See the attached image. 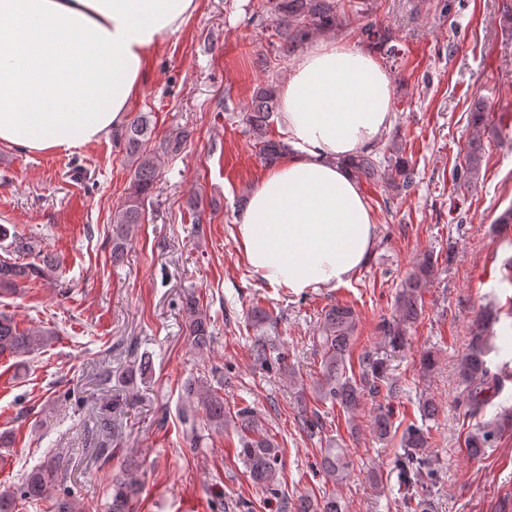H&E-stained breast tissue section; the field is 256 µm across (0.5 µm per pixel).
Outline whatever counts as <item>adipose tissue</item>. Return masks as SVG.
<instances>
[{
	"label": "adipose tissue",
	"mask_w": 512,
	"mask_h": 512,
	"mask_svg": "<svg viewBox=\"0 0 512 512\" xmlns=\"http://www.w3.org/2000/svg\"><path fill=\"white\" fill-rule=\"evenodd\" d=\"M198 0H0V143L89 145L120 129L151 51ZM286 150L252 190L234 240L269 286L348 283L376 242L351 168L391 128L394 86L375 52L317 35L279 87Z\"/></svg>",
	"instance_id": "1"
}]
</instances>
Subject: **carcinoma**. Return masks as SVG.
<instances>
[{"instance_id":"1","label":"carcinoma","mask_w":512,"mask_h":512,"mask_svg":"<svg viewBox=\"0 0 512 512\" xmlns=\"http://www.w3.org/2000/svg\"><path fill=\"white\" fill-rule=\"evenodd\" d=\"M272 8L280 16L283 38L282 50L295 52L314 32L336 27L335 5L330 0H272ZM361 40L377 49L386 59L395 63L400 59V49L388 28L372 21L361 29ZM277 112V94L270 86H260L253 92L251 106L246 113L248 131L252 132L265 163L278 162L285 150L279 140L267 137V130ZM154 132L149 115L142 113L118 134L123 141L127 163L133 170L131 192L121 206L112 228V262L121 259L128 245V226L142 220L145 198L151 192L158 177L155 156L147 151ZM483 147L478 139L470 142L461 177L466 184L479 180ZM355 175L380 188L390 196L411 190L415 185L416 172L402 156V148L391 139L382 150L362 152L352 160ZM433 267L432 257H425L418 270L401 282L396 299L397 318L384 320L379 325L382 336L396 345L405 335L406 326L418 320L422 314V290L426 287ZM54 269L53 259L45 255L41 263L19 262L15 258L0 259V292L19 293L36 279L50 276ZM183 307L191 316L189 337L191 344L202 351L212 338L211 316L203 314L194 294L184 296ZM356 328L353 312L346 306L334 305L325 311L316 337V350L321 357V376L316 382L315 393L321 403L340 406L351 412L361 403L365 394H377L381 389L396 390V385L386 375L382 358L375 352H367L359 359L358 376L346 374L347 361ZM56 336L51 329H21L13 316L0 312V357L23 358L49 346ZM489 349L481 335L472 337L469 349L461 359L460 374L466 412L475 417L502 393L503 385L497 372L487 361ZM254 363L265 369L285 367V355L276 337L256 336L250 344ZM224 383L213 386L205 375H189L181 385L182 398L187 407L182 409L183 422L187 426L189 445H197L198 430H222L228 423L224 412ZM239 447L237 456L242 461L252 484L273 498H280L278 474L282 465L281 449L275 437L260 425L251 406L239 408L235 413ZM501 432L497 424H486L477 429L467 440V447L476 452L490 448ZM427 429L413 423L402 432L400 448L396 455L398 487L404 512H420L429 496L428 482L435 480V470L430 458L421 452L425 447ZM321 467L334 479L342 478L348 470L344 451L329 441L322 450ZM139 468L136 456L130 454L123 468L112 474V493L107 512H133L132 506L139 495L140 485L135 477ZM72 472L71 458L62 451L53 453L35 465L17 487L0 488V512H17L19 504L50 499L54 512H80L79 504L70 493H58ZM296 512H342L339 501L328 497L320 503L308 498L299 499Z\"/></svg>"}]
</instances>
